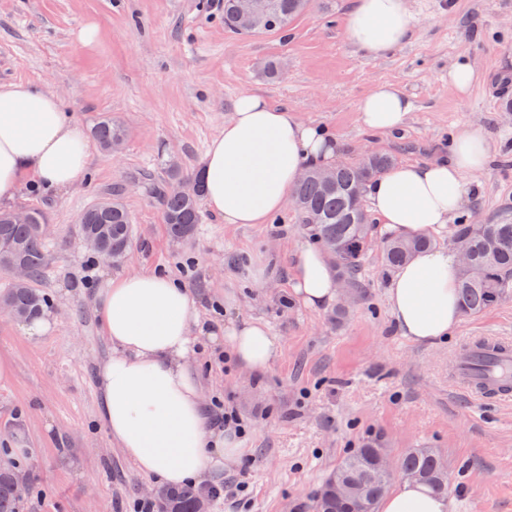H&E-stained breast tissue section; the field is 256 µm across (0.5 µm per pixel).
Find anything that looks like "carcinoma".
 <instances>
[{"label":"carcinoma","mask_w":512,"mask_h":512,"mask_svg":"<svg viewBox=\"0 0 512 512\" xmlns=\"http://www.w3.org/2000/svg\"><path fill=\"white\" fill-rule=\"evenodd\" d=\"M309 0H263L264 11L252 32L284 29L307 7ZM224 28L243 32L236 14V0H224ZM90 136L105 150L119 151L125 140L123 126L103 117L90 128ZM394 157L372 153L356 162H341L333 169L332 181H326L319 169L308 170L305 181L292 192L294 209L313 240L322 245L333 260L343 287L355 296H364L361 288L362 260L372 247L373 223L364 207L368 183L392 166ZM202 188L191 196L165 191L160 194L164 221L169 235L177 240L191 237L202 222ZM27 224L12 222V211L0 209V240L18 248L31 280L21 287L12 284L0 293V305L17 313L16 321L27 323L39 318L49 299L37 282L47 264L45 235L41 227L45 216L41 209H30ZM81 234L96 237L107 230L105 243L122 257L129 247L131 226L127 211L116 200L97 203L83 212ZM452 246L466 247L471 269L461 268L459 295L463 313L476 316L512 294V217L504 215L497 224H456L450 230ZM435 245L432 237H403L392 234L382 243V259L387 269L401 267L416 253ZM385 453L375 440L342 458L324 481L312 501V512H376L392 477L381 472L377 459ZM400 469L419 476V482L433 492L448 495V474L438 452L432 448H413L400 462ZM15 468H0V512H20L22 489L13 485L10 474ZM196 488L160 491L162 512H195Z\"/></svg>","instance_id":"obj_1"}]
</instances>
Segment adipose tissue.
<instances>
[{
  "instance_id": "obj_1",
  "label": "adipose tissue",
  "mask_w": 512,
  "mask_h": 512,
  "mask_svg": "<svg viewBox=\"0 0 512 512\" xmlns=\"http://www.w3.org/2000/svg\"><path fill=\"white\" fill-rule=\"evenodd\" d=\"M413 23L408 0H354L345 37L377 59L401 45ZM409 111L407 97L389 83L374 85L357 106L361 126L377 134L399 131ZM339 152V141L317 124L243 93L204 153L205 203L228 224L266 223L286 207L302 169L334 167ZM489 153L479 131L464 130L448 159L392 165L367 187L373 213L400 235L441 231L463 208L465 175L482 171ZM89 157L86 133L55 93L28 83L0 85V202L13 197L26 173L43 188L68 189ZM459 271L457 256L441 246L397 271L388 306L403 336L419 344L447 339L462 316ZM291 282L294 299L311 310L327 309L339 297L327 255L314 248L300 250ZM98 316L110 345L97 371L101 418L124 458L167 487L204 483L236 462L242 450L234 436L211 427L204 413L198 345L204 336L223 341L240 367L258 373L281 349L267 326L230 319L222 334H205L188 288L158 270L109 281ZM379 512H450V501L402 478Z\"/></svg>"
}]
</instances>
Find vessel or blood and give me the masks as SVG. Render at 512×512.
Returning <instances> with one entry per match:
<instances>
[{"label":"vessel or blood","instance_id":"b4317fda","mask_svg":"<svg viewBox=\"0 0 512 512\" xmlns=\"http://www.w3.org/2000/svg\"><path fill=\"white\" fill-rule=\"evenodd\" d=\"M453 382L478 399L512 400V342L496 336L468 340L457 355Z\"/></svg>","mask_w":512,"mask_h":512}]
</instances>
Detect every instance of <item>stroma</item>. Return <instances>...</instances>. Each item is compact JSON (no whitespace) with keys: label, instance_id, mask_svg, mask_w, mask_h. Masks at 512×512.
I'll return each instance as SVG.
<instances>
[{"label":"stroma","instance_id":"1","mask_svg":"<svg viewBox=\"0 0 512 512\" xmlns=\"http://www.w3.org/2000/svg\"><path fill=\"white\" fill-rule=\"evenodd\" d=\"M410 2V38L372 59L344 36L351 0H310L287 30L250 34L225 30L221 0H0V84L56 92L82 129L109 116L127 131L119 154L91 144L67 190L34 187L25 175L8 202L44 211L49 249L38 283L51 301L48 330L30 336L0 314V359L14 367L0 383V461L29 471L20 512H130L152 488L105 430L95 383L108 350L96 295L108 280L152 269L184 283L204 320L259 319L282 345L260 373L228 361L220 343L201 358L205 405L224 402L250 425L239 464L219 477L224 487L248 482V494L212 500L211 512H310L340 458L374 437L396 464L409 449H436L455 512H512V402L482 404L448 381L464 337L512 339V297L462 316L448 340L416 344L395 325L393 274L378 248L363 263L366 296L339 319L292 301L291 269L309 243L292 209L265 224H227L207 210L194 237L176 241L159 201L171 164L197 173L236 99L253 92L326 129L347 161L372 150L426 162L447 155L459 131H479L491 158L465 177L459 218L512 215V0ZM88 22L98 37L83 45L74 35ZM461 55L479 71L463 97L448 83ZM379 82L412 103L393 136L357 119L359 99ZM107 198L132 220L118 262L85 249L78 231L83 210Z\"/></svg>","mask_w":512,"mask_h":512}]
</instances>
